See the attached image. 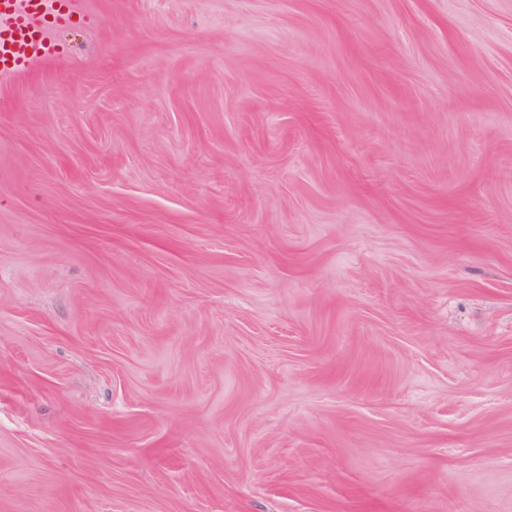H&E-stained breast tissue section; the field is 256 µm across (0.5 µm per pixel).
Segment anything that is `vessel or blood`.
<instances>
[{
    "mask_svg": "<svg viewBox=\"0 0 512 512\" xmlns=\"http://www.w3.org/2000/svg\"><path fill=\"white\" fill-rule=\"evenodd\" d=\"M78 8V0H0V76L19 74L56 55L46 32L74 24Z\"/></svg>",
    "mask_w": 512,
    "mask_h": 512,
    "instance_id": "b4317fda",
    "label": "vessel or blood"
}]
</instances>
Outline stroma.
<instances>
[{
    "mask_svg": "<svg viewBox=\"0 0 512 512\" xmlns=\"http://www.w3.org/2000/svg\"><path fill=\"white\" fill-rule=\"evenodd\" d=\"M0 78V512H512V0H81Z\"/></svg>",
    "mask_w": 512,
    "mask_h": 512,
    "instance_id": "1",
    "label": "stroma"
}]
</instances>
